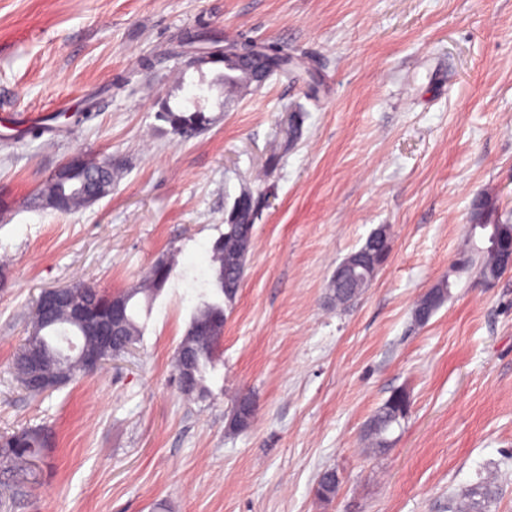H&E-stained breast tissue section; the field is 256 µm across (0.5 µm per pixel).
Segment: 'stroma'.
<instances>
[{
    "label": "stroma",
    "instance_id": "35a3bbf8",
    "mask_svg": "<svg viewBox=\"0 0 512 512\" xmlns=\"http://www.w3.org/2000/svg\"><path fill=\"white\" fill-rule=\"evenodd\" d=\"M188 34L276 43L298 68L228 96L223 65H190ZM166 104L203 124L175 135ZM77 154L122 165L111 194L68 215L29 206ZM247 188L265 204L197 402L173 360ZM485 218L512 224V0H0V434L49 436L0 512H448L491 471L494 512H512V270L491 288L452 273ZM381 225L387 262L332 306L337 265ZM161 258L174 273L133 353L21 389L12 359L43 289L117 294ZM396 391L407 414L372 452L365 426ZM242 392L258 412L233 431ZM327 468L341 483L324 501ZM449 280V277L443 278L418 299L413 309V319L417 324L427 323L448 299L453 286V282Z\"/></svg>",
    "mask_w": 512,
    "mask_h": 512
}]
</instances>
